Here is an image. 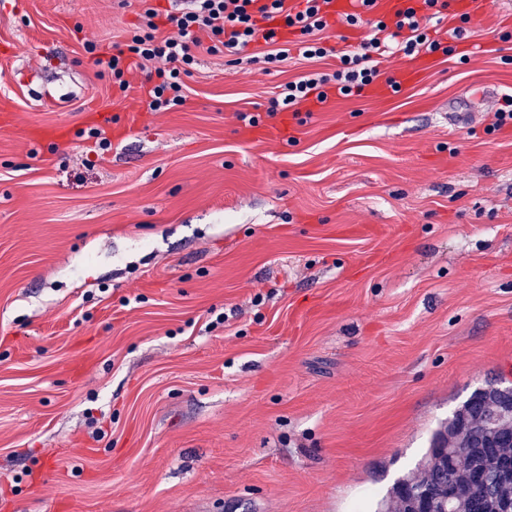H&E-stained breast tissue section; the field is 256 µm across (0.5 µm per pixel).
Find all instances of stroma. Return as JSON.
<instances>
[{"instance_id":"stroma-1","label":"stroma","mask_w":512,"mask_h":512,"mask_svg":"<svg viewBox=\"0 0 512 512\" xmlns=\"http://www.w3.org/2000/svg\"><path fill=\"white\" fill-rule=\"evenodd\" d=\"M142 12L0 0V512H369L512 384V0L449 7L479 55L301 122L269 99L336 58L121 97L85 44Z\"/></svg>"}]
</instances>
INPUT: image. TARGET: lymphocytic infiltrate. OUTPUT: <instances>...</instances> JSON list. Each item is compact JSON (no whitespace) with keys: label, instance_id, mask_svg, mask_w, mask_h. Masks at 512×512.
I'll list each match as a JSON object with an SVG mask.
<instances>
[{"label":"lymphocytic infiltrate","instance_id":"lymphocytic-infiltrate-1","mask_svg":"<svg viewBox=\"0 0 512 512\" xmlns=\"http://www.w3.org/2000/svg\"><path fill=\"white\" fill-rule=\"evenodd\" d=\"M182 7L160 10L145 7L141 26L126 47L111 56L97 55L95 63L110 70L124 92L145 98L153 112H165L187 102L184 78L190 75L196 51L224 55L228 65L250 47H264L260 59L266 68H275L289 55L281 31L297 34L300 57L318 62L337 57L339 65L330 73L310 71L287 82L269 101L270 112L299 109L313 101L326 103L329 92L340 96L361 95L385 81L398 89L394 77L383 76L381 58L401 54L413 59L435 53L443 45L431 29L443 8L439 0H421L420 8L407 7L390 19L371 21L372 36L358 50L339 51L326 45L323 33L330 26L327 6L330 0H301L288 8L286 0H182Z\"/></svg>","mask_w":512,"mask_h":512}]
</instances>
